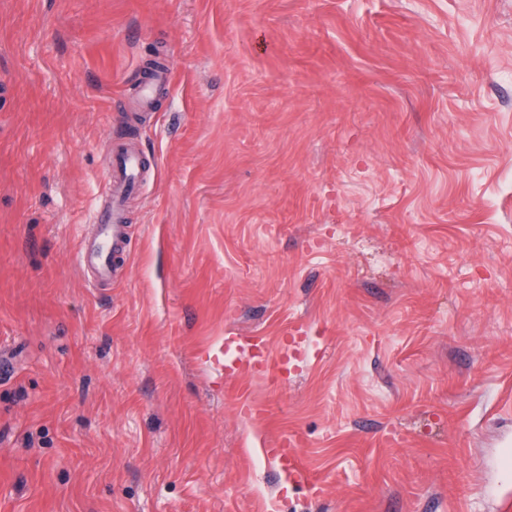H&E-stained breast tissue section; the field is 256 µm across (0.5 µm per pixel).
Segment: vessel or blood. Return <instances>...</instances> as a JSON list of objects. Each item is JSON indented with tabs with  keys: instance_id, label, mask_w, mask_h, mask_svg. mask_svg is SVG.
Instances as JSON below:
<instances>
[{
	"instance_id": "obj_1",
	"label": "vessel or blood",
	"mask_w": 512,
	"mask_h": 512,
	"mask_svg": "<svg viewBox=\"0 0 512 512\" xmlns=\"http://www.w3.org/2000/svg\"><path fill=\"white\" fill-rule=\"evenodd\" d=\"M171 70L162 64L138 86L143 101H151L155 87L169 83ZM145 162L138 153L119 149L107 169V175L100 191L102 204L96 207L93 221L98 226L95 237L81 240L74 254L76 266L89 277L100 282H111L113 267L117 260L127 253V226L123 221V202L128 192L137 190L142 184ZM310 357L307 339L303 336H289L286 352L278 358L271 357L263 341L250 339L249 369L266 376L281 379L294 370L296 363L306 362ZM268 456L277 460L289 472H301L300 455L294 444L278 440L268 449Z\"/></svg>"
}]
</instances>
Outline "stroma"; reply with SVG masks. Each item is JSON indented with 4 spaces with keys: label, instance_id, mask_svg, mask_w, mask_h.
<instances>
[{
    "label": "stroma",
    "instance_id": "35a3bbf8",
    "mask_svg": "<svg viewBox=\"0 0 512 512\" xmlns=\"http://www.w3.org/2000/svg\"><path fill=\"white\" fill-rule=\"evenodd\" d=\"M114 143L146 173L95 287ZM298 326L310 366L225 375ZM1 346L0 512H498L512 0H0ZM172 77V71L165 65L158 63L153 71L138 86L139 95L142 100L150 104L155 87L169 83ZM273 447L265 448V453L277 460L287 472L302 474L300 455L295 449L297 448L295 444L281 439Z\"/></svg>",
    "mask_w": 512,
    "mask_h": 512
}]
</instances>
